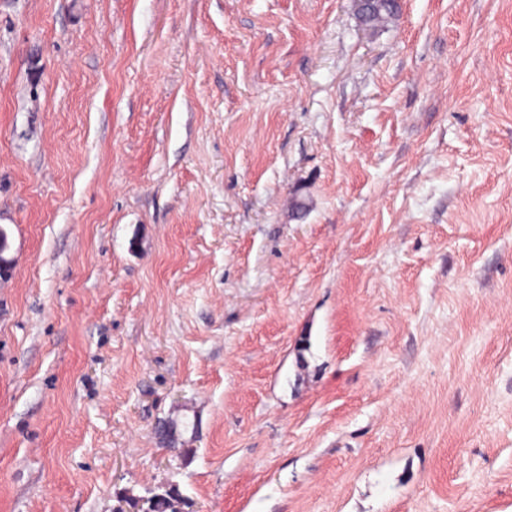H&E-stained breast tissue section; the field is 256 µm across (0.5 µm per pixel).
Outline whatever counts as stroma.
I'll use <instances>...</instances> for the list:
<instances>
[{
	"instance_id": "1",
	"label": "stroma",
	"mask_w": 512,
	"mask_h": 512,
	"mask_svg": "<svg viewBox=\"0 0 512 512\" xmlns=\"http://www.w3.org/2000/svg\"><path fill=\"white\" fill-rule=\"evenodd\" d=\"M400 3L0 0V512H512V0ZM358 18L370 29L384 26L400 10L399 0H357Z\"/></svg>"
}]
</instances>
